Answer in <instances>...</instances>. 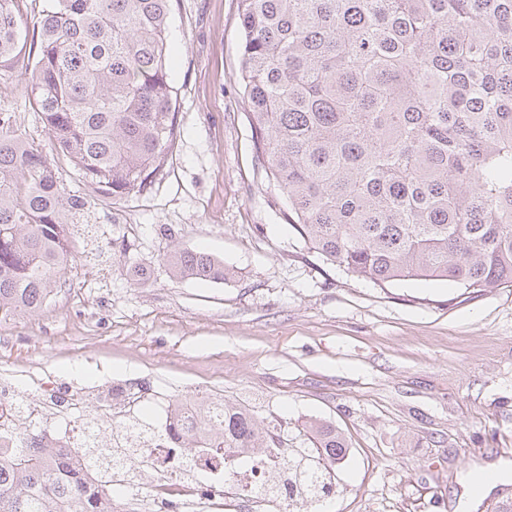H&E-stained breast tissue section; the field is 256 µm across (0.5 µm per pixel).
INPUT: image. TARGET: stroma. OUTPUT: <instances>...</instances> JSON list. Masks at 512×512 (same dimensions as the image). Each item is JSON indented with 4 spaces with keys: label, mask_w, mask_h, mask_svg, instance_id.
<instances>
[{
    "label": "stroma",
    "mask_w": 512,
    "mask_h": 512,
    "mask_svg": "<svg viewBox=\"0 0 512 512\" xmlns=\"http://www.w3.org/2000/svg\"><path fill=\"white\" fill-rule=\"evenodd\" d=\"M238 0H171L168 74L177 136L151 187L90 194L67 300L0 323V374L40 367L47 386L132 379L252 407L295 444L310 419L351 444L323 512H455L462 475L512 465V287L384 285L324 262L257 171L239 82ZM24 69L0 77V112L47 142ZM223 259L224 283L173 278L167 235Z\"/></svg>",
    "instance_id": "obj_1"
}]
</instances>
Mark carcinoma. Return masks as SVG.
Returning <instances> with one entry per match:
<instances>
[{
  "label": "carcinoma",
  "mask_w": 512,
  "mask_h": 512,
  "mask_svg": "<svg viewBox=\"0 0 512 512\" xmlns=\"http://www.w3.org/2000/svg\"><path fill=\"white\" fill-rule=\"evenodd\" d=\"M170 0H48L27 51L26 0H0V76L19 63L55 150L119 201L163 168L176 112L166 66ZM240 78L256 159L288 221L324 261L375 284L512 285V0H239ZM45 145L0 113V312L40 311L78 260L69 226L88 209ZM176 279L222 282L224 261L170 238ZM303 435L332 469L336 427ZM217 448H276L301 500L330 498L305 448L224 404ZM129 455L86 452L91 467ZM49 448L0 450V512H102Z\"/></svg>",
  "instance_id": "carcinoma-1"
}]
</instances>
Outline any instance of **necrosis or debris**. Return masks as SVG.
Returning a JSON list of instances; mask_svg holds the SVG:
<instances>
[{"instance_id":"obj_1","label":"necrosis or debris","mask_w":512,"mask_h":512,"mask_svg":"<svg viewBox=\"0 0 512 512\" xmlns=\"http://www.w3.org/2000/svg\"><path fill=\"white\" fill-rule=\"evenodd\" d=\"M114 396L123 420L156 408L148 431L130 433L126 444L134 458L146 461L154 476L144 481L134 466L112 473L118 499L147 493L154 512H241L242 504L263 506L260 489L277 474L275 456L257 459L233 448L223 452L205 447L203 420L223 419L224 401L199 393L167 397L125 381L101 385ZM82 392L72 389L47 392L44 385L20 390L0 380V446L26 448L48 446L81 461L85 447L100 439L104 426L83 415ZM195 434L200 451L187 453L178 446L184 433Z\"/></svg>"}]
</instances>
